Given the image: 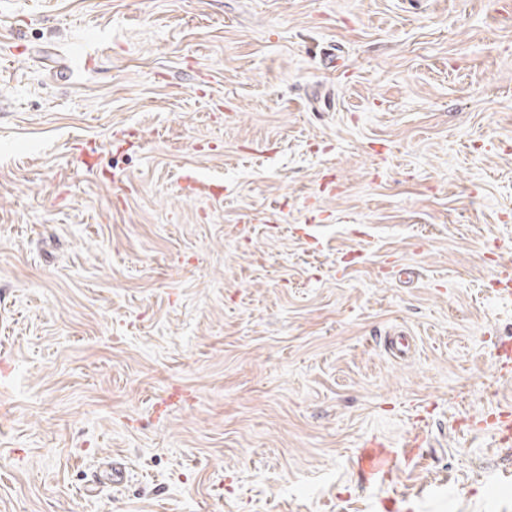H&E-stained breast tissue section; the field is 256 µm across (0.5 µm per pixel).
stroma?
Listing matches in <instances>:
<instances>
[{
    "label": "stroma",
    "instance_id": "1",
    "mask_svg": "<svg viewBox=\"0 0 512 512\" xmlns=\"http://www.w3.org/2000/svg\"><path fill=\"white\" fill-rule=\"evenodd\" d=\"M500 3L0 0V512H512ZM361 448L364 449L357 457L356 468L365 481L385 478L397 471L396 455L387 451L382 442L369 439Z\"/></svg>",
    "mask_w": 512,
    "mask_h": 512
}]
</instances>
